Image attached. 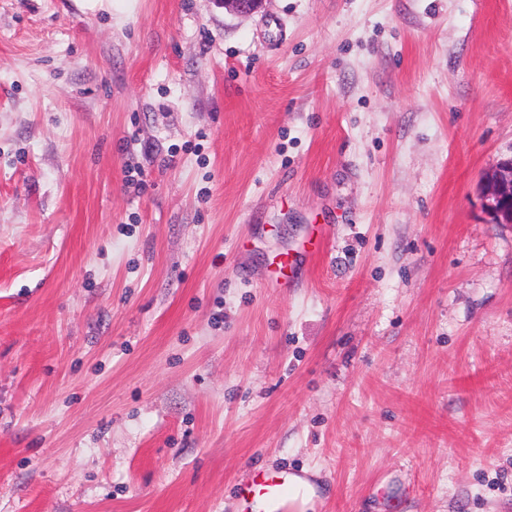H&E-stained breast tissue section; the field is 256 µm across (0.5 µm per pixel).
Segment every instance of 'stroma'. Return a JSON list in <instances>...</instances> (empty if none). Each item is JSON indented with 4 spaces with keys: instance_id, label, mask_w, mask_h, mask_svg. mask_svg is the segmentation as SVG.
I'll use <instances>...</instances> for the list:
<instances>
[{
    "instance_id": "35a3bbf8",
    "label": "stroma",
    "mask_w": 512,
    "mask_h": 512,
    "mask_svg": "<svg viewBox=\"0 0 512 512\" xmlns=\"http://www.w3.org/2000/svg\"><path fill=\"white\" fill-rule=\"evenodd\" d=\"M510 157L512 0H0V512H512ZM499 192L511 193V199L505 202L503 195ZM484 198L486 208L495 223L512 224V158L498 162L487 174ZM301 476L300 472H284L263 481L259 495L268 507L266 512H305L301 508L304 489L296 479Z\"/></svg>"
}]
</instances>
